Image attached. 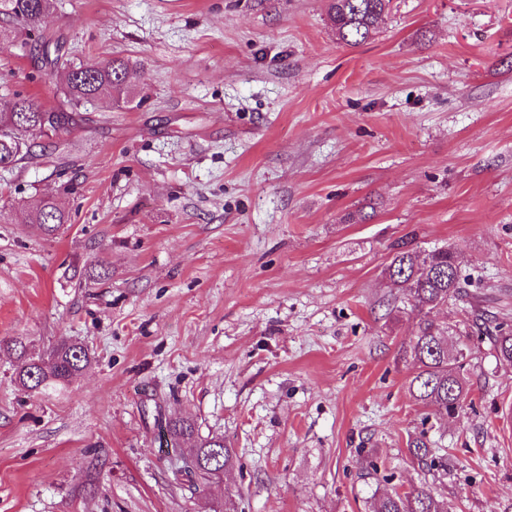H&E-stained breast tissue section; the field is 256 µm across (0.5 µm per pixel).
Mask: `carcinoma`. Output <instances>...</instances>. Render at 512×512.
Masks as SVG:
<instances>
[{"label": "carcinoma", "instance_id": "1", "mask_svg": "<svg viewBox=\"0 0 512 512\" xmlns=\"http://www.w3.org/2000/svg\"><path fill=\"white\" fill-rule=\"evenodd\" d=\"M391 0H329L328 17L337 39L354 47L371 39ZM53 7V0H0V48L17 37V25L38 28ZM38 50L36 61L53 69L64 91L63 104L52 110L41 108L33 100L15 94L0 97V168L9 170L38 156L50 144L42 138L69 134L84 123L79 111L94 100L129 101L135 96L129 83L133 64L113 57L103 61L74 63L59 40H44L30 46ZM26 223L45 236L55 235L69 223L68 213L52 194H42L25 206ZM387 267L390 287L399 294L403 312L416 319L412 338L400 349L401 359L410 362L412 376L409 391L429 414L439 418H460L467 398L468 371L471 365L470 333L449 335L452 326L439 321L436 314L448 303L464 295L457 250L446 245L431 250L411 248L406 241L395 243ZM495 358L512 365V329L495 326L488 337ZM3 346L14 358L13 379L19 386L36 393L65 387L90 363L88 351L68 338L59 337L37 357L26 342L11 339ZM162 438L165 445L191 443L189 452L203 459V465L187 473L189 494L199 493L219 480L218 461L223 454L224 468L232 466L230 449L222 437H202L195 425L183 418L165 420ZM408 454L425 465L432 456L426 433L407 442ZM368 512H450L448 496L422 482L410 490L385 491L368 505Z\"/></svg>", "mask_w": 512, "mask_h": 512}]
</instances>
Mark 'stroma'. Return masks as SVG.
Masks as SVG:
<instances>
[{
	"label": "stroma",
	"mask_w": 512,
	"mask_h": 512,
	"mask_svg": "<svg viewBox=\"0 0 512 512\" xmlns=\"http://www.w3.org/2000/svg\"><path fill=\"white\" fill-rule=\"evenodd\" d=\"M327 2L55 0L39 34L136 61L138 96L0 172V340L91 356L35 394L0 352V512H224L228 490L238 512H365L423 480L453 512L512 504V367L473 335L463 421L427 418L385 274L395 241L456 245L449 317L512 328V0H392L355 47ZM13 92L63 102L16 46ZM43 192L71 216L53 237L24 226ZM168 417L223 437V482L185 493ZM422 432L447 471L408 455Z\"/></svg>",
	"instance_id": "35a3bbf8"
}]
</instances>
